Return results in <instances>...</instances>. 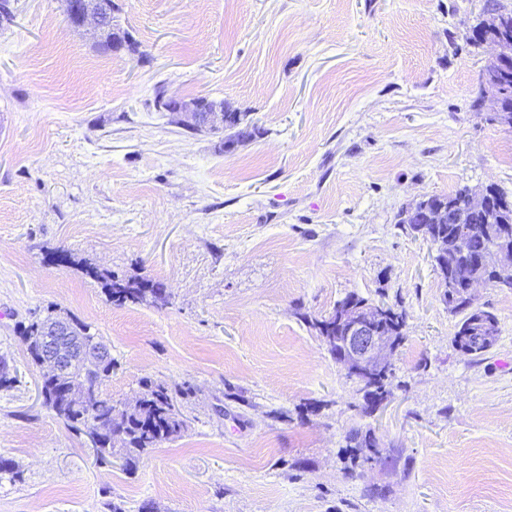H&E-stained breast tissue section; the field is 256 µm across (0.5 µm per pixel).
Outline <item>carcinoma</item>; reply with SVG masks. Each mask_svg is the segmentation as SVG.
<instances>
[{
    "label": "carcinoma",
    "mask_w": 512,
    "mask_h": 512,
    "mask_svg": "<svg viewBox=\"0 0 512 512\" xmlns=\"http://www.w3.org/2000/svg\"><path fill=\"white\" fill-rule=\"evenodd\" d=\"M106 2L107 9L102 15L99 30V47L110 51L116 40L131 46L129 33L114 22V0ZM224 129L231 131L228 138L230 145L248 140L255 134L254 128L243 124L241 113L229 110L224 112ZM467 192L468 187L462 186L448 194L427 196L414 203L413 207L435 208L450 200L464 204ZM485 192L486 213L473 214L468 219V223L476 228V234L471 239V248L476 255L482 254L487 246L504 238L512 245V196H508L495 184L488 185ZM409 211L408 207L400 211L398 223L412 234L423 235L437 254L453 255L454 240L460 225L439 224L432 228L430 234L424 235L420 225L406 219L405 214ZM52 256L58 259V263L75 265L86 276L100 282L107 299L117 307L150 304L164 298L165 288L159 281L101 273L87 261L75 259L64 249L55 250ZM445 293L448 294V310L461 316L452 339L453 344L475 333L477 321L481 319L498 322L492 311L474 306L465 289L448 283ZM390 310L392 315L386 319V324L389 331L403 342L406 338V314L393 306ZM302 319L311 322L330 356H336V312L312 321L304 314ZM50 326L66 329L71 339L84 348L92 359L78 364L67 381L43 377L40 393L44 405L73 431L85 437L87 445L95 449L97 460L110 462L115 451L112 445L114 433L121 437V451L125 453L126 463L129 464L148 449L159 447L187 429L189 417L185 408L194 395L192 387L187 384L172 388L163 381L145 378L141 382L140 398L130 408H119L112 403V399L104 396L103 386L112 374L114 359L98 361L95 352L107 348V345L100 334L92 331L91 325L78 319L61 316L52 310L45 315H35L22 324L20 338L27 345L34 362H39L42 336ZM356 384L363 392V411L368 413L390 393L391 375L384 376L374 386L359 380ZM347 448L353 459L363 465L372 462L387 464L393 460L392 450L382 447L370 429L353 431L348 436Z\"/></svg>",
    "instance_id": "obj_1"
}]
</instances>
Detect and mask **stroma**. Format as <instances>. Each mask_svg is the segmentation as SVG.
Here are the masks:
<instances>
[{
  "instance_id": "1",
  "label": "stroma",
  "mask_w": 512,
  "mask_h": 512,
  "mask_svg": "<svg viewBox=\"0 0 512 512\" xmlns=\"http://www.w3.org/2000/svg\"><path fill=\"white\" fill-rule=\"evenodd\" d=\"M115 2L136 51L98 49L65 0H15L0 30V458L22 473L0 512H512V290L479 289L499 336L462 353L432 246L398 223L463 185L512 195V129L477 101L487 0ZM160 92L256 134L188 132ZM58 247L166 297L115 307ZM352 293L407 315L370 415L306 322ZM51 310L100 333L114 404L190 382L189 428L96 463L18 334ZM356 428L396 464L353 466Z\"/></svg>"
}]
</instances>
